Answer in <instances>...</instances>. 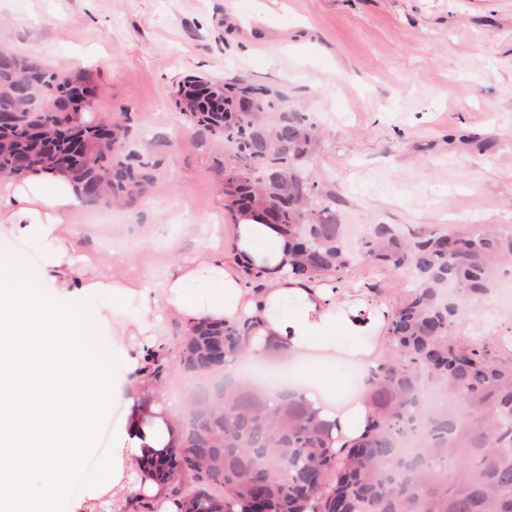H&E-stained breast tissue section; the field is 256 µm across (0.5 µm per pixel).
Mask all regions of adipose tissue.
Segmentation results:
<instances>
[{"mask_svg":"<svg viewBox=\"0 0 512 512\" xmlns=\"http://www.w3.org/2000/svg\"><path fill=\"white\" fill-rule=\"evenodd\" d=\"M81 204L73 185L51 171L0 178V512H53L114 401L124 404L112 427L108 482L120 494L118 512H140L124 493L132 479L163 512H177L149 464L170 446L184 404L161 396L142 404L152 391L144 358L164 344L159 311L187 331L201 321H253L241 360L265 363L284 351L300 370L305 399L332 427V451L363 437L373 417L368 391L345 397L336 366L353 364L364 379L375 377L387 355L388 305L331 281L292 277L276 226L246 217L228 230L212 225L205 260L178 266L158 284L130 280L121 273L122 251L101 263L79 247ZM228 231L231 264L222 247ZM243 265L264 271V288H247ZM95 335L116 371L88 351Z\"/></svg>","mask_w":512,"mask_h":512,"instance_id":"1","label":"adipose tissue"}]
</instances>
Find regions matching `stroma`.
I'll return each mask as SVG.
<instances>
[{
  "mask_svg": "<svg viewBox=\"0 0 512 512\" xmlns=\"http://www.w3.org/2000/svg\"><path fill=\"white\" fill-rule=\"evenodd\" d=\"M89 72L92 119L129 115V149L155 162L134 202L83 203L86 251L127 252L129 278L203 259L224 208L223 144L187 123L172 93L188 75L245 79L306 112L320 138L305 172L336 196L350 243L372 224L445 231L512 225V0H0V46ZM340 288L397 306L409 279L369 259ZM453 335L501 349L512 307L497 291ZM101 415L91 465L57 512L108 481Z\"/></svg>",
  "mask_w": 512,
  "mask_h": 512,
  "instance_id": "1",
  "label": "stroma"
}]
</instances>
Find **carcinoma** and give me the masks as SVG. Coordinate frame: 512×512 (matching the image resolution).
I'll return each instance as SVG.
<instances>
[{
  "instance_id": "carcinoma-1",
  "label": "carcinoma",
  "mask_w": 512,
  "mask_h": 512,
  "mask_svg": "<svg viewBox=\"0 0 512 512\" xmlns=\"http://www.w3.org/2000/svg\"><path fill=\"white\" fill-rule=\"evenodd\" d=\"M47 94L70 111L19 112L1 127L0 177L22 176L21 158L37 171L54 169L50 157L63 156L81 195L90 189L97 201H134L154 165L124 149L127 113L107 123L84 120L78 107L93 98L90 74L0 53V111ZM243 95L255 96L253 111H238ZM173 96L199 131L234 150L237 173L224 182L232 221L245 211L259 221L272 217L296 278L334 276L349 265L336 198L304 172L317 139L304 113L284 107L277 90L196 75ZM107 127L114 150L101 149ZM360 252L412 278L387 326L388 355L371 388L366 433L343 454L332 452L330 426L303 397L224 376L248 343L250 322H199L183 336L180 366L202 383L158 471L178 512H512V357L452 336L470 301L512 266V227L403 236L376 224ZM147 369L163 386L169 349L148 355ZM413 428L423 432L421 446L405 455L400 443ZM186 476L194 480L188 489Z\"/></svg>"
}]
</instances>
